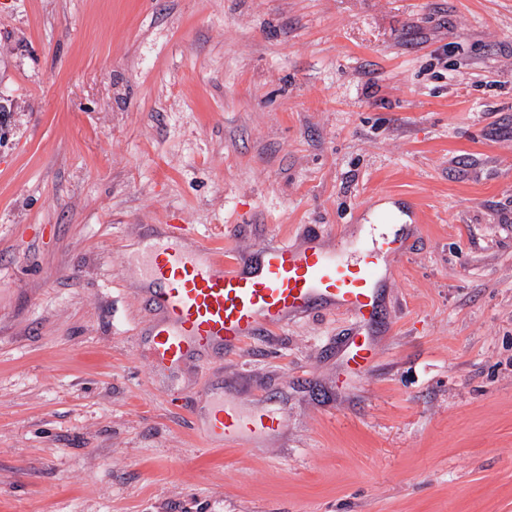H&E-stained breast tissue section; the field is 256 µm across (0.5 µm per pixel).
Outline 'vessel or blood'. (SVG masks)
Masks as SVG:
<instances>
[{
  "mask_svg": "<svg viewBox=\"0 0 512 512\" xmlns=\"http://www.w3.org/2000/svg\"><path fill=\"white\" fill-rule=\"evenodd\" d=\"M190 236L184 225L175 224L165 241L144 248L142 300L153 317L147 354L156 368L174 374L191 361L240 354L245 341L320 308L355 317L359 328L344 353L357 373L373 370L376 346L366 327L381 311L378 253L402 259L404 242L385 239L381 250L348 258L315 230L300 240L283 237L239 255L216 241L185 248ZM283 427L274 413H249L225 405L223 393L211 392L197 431L209 446L245 447Z\"/></svg>",
  "mask_w": 512,
  "mask_h": 512,
  "instance_id": "obj_1",
  "label": "vessel or blood"
}]
</instances>
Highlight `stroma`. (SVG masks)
Listing matches in <instances>:
<instances>
[{"label": "stroma", "mask_w": 512, "mask_h": 512, "mask_svg": "<svg viewBox=\"0 0 512 512\" xmlns=\"http://www.w3.org/2000/svg\"><path fill=\"white\" fill-rule=\"evenodd\" d=\"M379 210L370 374L317 310L154 375L146 237ZM219 384L284 436L204 445ZM0 512H512V0H0Z\"/></svg>", "instance_id": "obj_1"}]
</instances>
